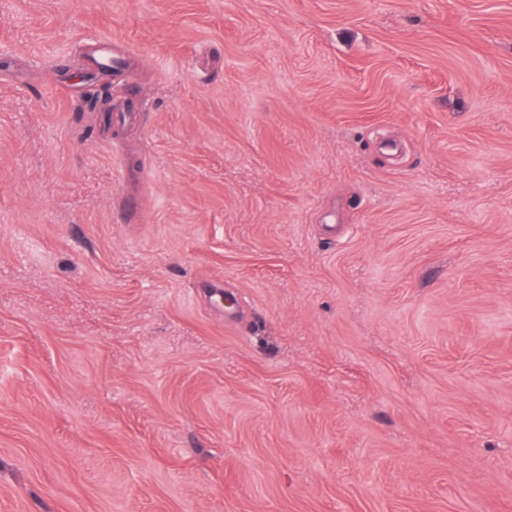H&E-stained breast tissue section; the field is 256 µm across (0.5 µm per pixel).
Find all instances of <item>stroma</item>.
<instances>
[{
  "instance_id": "obj_1",
  "label": "stroma",
  "mask_w": 512,
  "mask_h": 512,
  "mask_svg": "<svg viewBox=\"0 0 512 512\" xmlns=\"http://www.w3.org/2000/svg\"><path fill=\"white\" fill-rule=\"evenodd\" d=\"M0 54V512H512V0H0Z\"/></svg>"
}]
</instances>
